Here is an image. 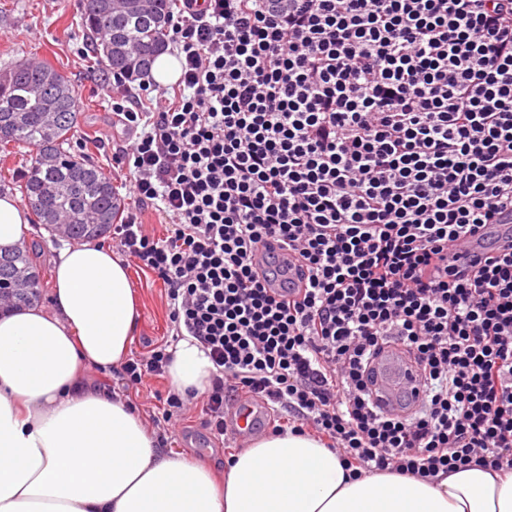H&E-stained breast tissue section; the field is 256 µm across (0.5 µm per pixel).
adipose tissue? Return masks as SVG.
I'll list each match as a JSON object with an SVG mask.
<instances>
[{
    "instance_id": "adipose-tissue-1",
    "label": "adipose tissue",
    "mask_w": 512,
    "mask_h": 512,
    "mask_svg": "<svg viewBox=\"0 0 512 512\" xmlns=\"http://www.w3.org/2000/svg\"><path fill=\"white\" fill-rule=\"evenodd\" d=\"M138 316L127 267L90 243L60 250L50 307L0 312V512H512V472L353 479L307 435L267 436L220 474L166 453L124 397L82 379L121 367ZM212 368L181 341L171 386L204 392Z\"/></svg>"
}]
</instances>
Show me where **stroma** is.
Listing matches in <instances>:
<instances>
[{
	"label": "stroma",
	"instance_id": "stroma-1",
	"mask_svg": "<svg viewBox=\"0 0 512 512\" xmlns=\"http://www.w3.org/2000/svg\"><path fill=\"white\" fill-rule=\"evenodd\" d=\"M84 11L82 0H0V67L23 61H46L71 80L78 95L79 124L73 143L87 146L90 157L111 178L117 193H124L125 177L112 167V149L105 146L106 135L125 138L122 127L116 126L112 103L117 89L92 52V37L80 24ZM65 240L42 228H31L25 244L38 254L42 283L39 302L49 305L54 268V249ZM131 282L137 293L140 317L130 345L131 354L147 351L149 345L171 334L166 292L161 281L139 268H131ZM108 378L113 389L121 391L143 422H150L159 407L158 397L170 387L169 379L154 380L150 390L125 389L117 370L101 371L87 367L84 378L95 382ZM200 409L187 413L176 435L164 436L155 430L167 451L199 458L214 468L225 467L229 454L222 442L215 440L204 425Z\"/></svg>",
	"mask_w": 512,
	"mask_h": 512
}]
</instances>
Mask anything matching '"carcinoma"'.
I'll list each match as a JSON object with an SVG mask.
<instances>
[{"label":"carcinoma","instance_id":"obj_1","mask_svg":"<svg viewBox=\"0 0 512 512\" xmlns=\"http://www.w3.org/2000/svg\"><path fill=\"white\" fill-rule=\"evenodd\" d=\"M170 0H93L81 25L94 40V53L108 70L146 72L165 48ZM78 124L76 92L67 77L48 62L0 68V149L32 147L34 163L20 180L19 192L36 223H63L66 238L84 241L111 232L123 201L112 181L92 161L71 153ZM40 274L29 251L18 247L0 255V288L28 283L33 299Z\"/></svg>","mask_w":512,"mask_h":512}]
</instances>
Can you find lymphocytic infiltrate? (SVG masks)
Masks as SVG:
<instances>
[{
  "label": "lymphocytic infiltrate",
  "instance_id": "1",
  "mask_svg": "<svg viewBox=\"0 0 512 512\" xmlns=\"http://www.w3.org/2000/svg\"><path fill=\"white\" fill-rule=\"evenodd\" d=\"M173 97L151 80L112 110L130 136L119 254L167 289L173 342L213 364L211 434L261 403L273 432L336 451L353 476L512 472V241L451 249L512 212V0H177ZM154 209L166 234L147 235ZM294 253L289 280L275 247ZM400 346L423 373L411 416L371 393ZM160 344L128 385L168 373ZM510 222H512V216L510 214L504 213L500 217L499 224H493L492 226H487L485 228H480L474 235L470 236L468 239L467 246L465 248V252H462L457 255V258L461 262L470 263L475 259H481L482 263L485 258L490 257L496 253V247L499 243H496L494 249H490L487 247L486 238L489 236L490 231L496 230L494 239L497 238L501 240L502 237L507 234V231L510 230Z\"/></svg>",
  "mask_w": 512,
  "mask_h": 512
}]
</instances>
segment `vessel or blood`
<instances>
[{
	"label": "vessel or blood",
	"instance_id": "vessel-or-blood-1",
	"mask_svg": "<svg viewBox=\"0 0 512 512\" xmlns=\"http://www.w3.org/2000/svg\"><path fill=\"white\" fill-rule=\"evenodd\" d=\"M488 232L482 228L469 237L465 252L459 255L460 261L469 263L492 256L493 251L486 241ZM373 367V398L382 410L390 414L414 413L423 398L420 369L398 347L387 349L375 360Z\"/></svg>",
	"mask_w": 512,
	"mask_h": 512
}]
</instances>
